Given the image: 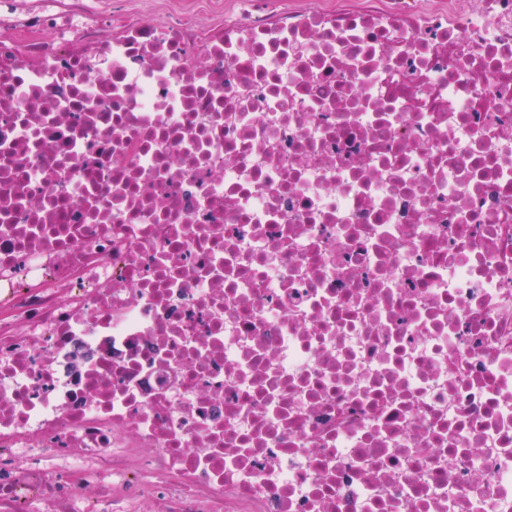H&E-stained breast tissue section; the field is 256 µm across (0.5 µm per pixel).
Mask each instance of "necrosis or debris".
<instances>
[{"mask_svg":"<svg viewBox=\"0 0 512 512\" xmlns=\"http://www.w3.org/2000/svg\"><path fill=\"white\" fill-rule=\"evenodd\" d=\"M0 9V512H512V0ZM150 7L147 18L157 22H164L171 9L175 6L195 9V15L200 23H205L209 19V12L199 8L196 0H149Z\"/></svg>","mask_w":512,"mask_h":512,"instance_id":"1","label":"necrosis or debris"}]
</instances>
